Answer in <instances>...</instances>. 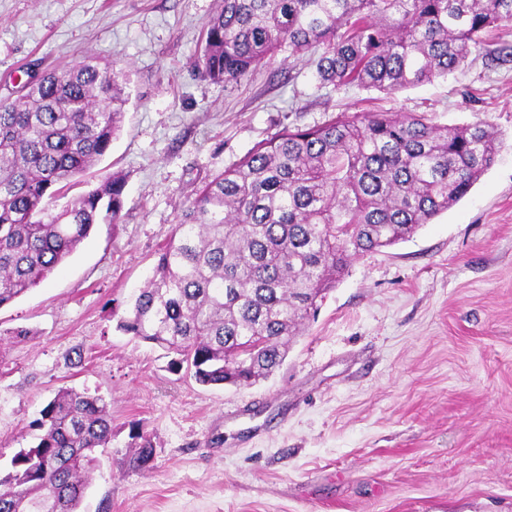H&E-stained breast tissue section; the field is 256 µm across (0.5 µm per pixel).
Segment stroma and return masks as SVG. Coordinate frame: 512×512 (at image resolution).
I'll return each instance as SVG.
<instances>
[{"mask_svg":"<svg viewBox=\"0 0 512 512\" xmlns=\"http://www.w3.org/2000/svg\"><path fill=\"white\" fill-rule=\"evenodd\" d=\"M216 0H0V100L87 57L127 76L111 151L120 221L0 308V472L59 390L96 392L112 442L82 512H512V28L467 65L393 95L320 86L275 58L224 85L192 61ZM368 111L484 121L495 165L407 240L351 259L284 362L203 386L117 328L192 187L284 128ZM148 470L129 467L139 433Z\"/></svg>","mask_w":512,"mask_h":512,"instance_id":"35a3bbf8","label":"stroma"}]
</instances>
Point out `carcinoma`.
Wrapping results in <instances>:
<instances>
[{
	"label": "carcinoma",
	"mask_w": 512,
	"mask_h": 512,
	"mask_svg": "<svg viewBox=\"0 0 512 512\" xmlns=\"http://www.w3.org/2000/svg\"><path fill=\"white\" fill-rule=\"evenodd\" d=\"M512 26V0H216L194 66L238 85L280 53L314 59L320 84L393 94L464 66L480 34ZM129 100L110 63L44 73L0 101V308L117 224L118 174L57 205L112 149ZM485 122L441 128L370 112L286 129L192 189L152 276L117 329L178 356L202 385L249 386L283 362L290 337L361 253L410 237L495 163ZM38 442L0 476V512H81L112 438L109 402L59 391ZM129 462L146 469L151 439Z\"/></svg>",
	"instance_id": "cac0c4a2"
}]
</instances>
